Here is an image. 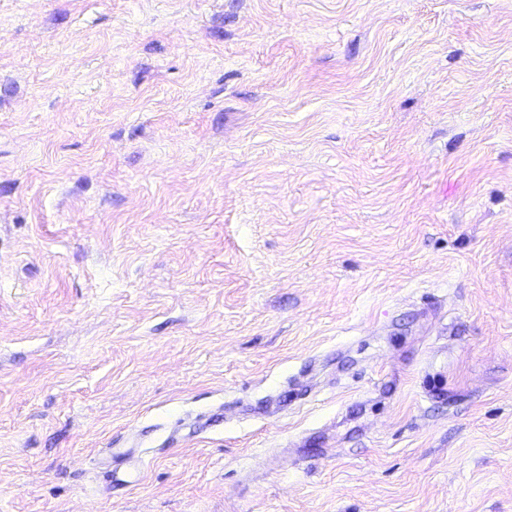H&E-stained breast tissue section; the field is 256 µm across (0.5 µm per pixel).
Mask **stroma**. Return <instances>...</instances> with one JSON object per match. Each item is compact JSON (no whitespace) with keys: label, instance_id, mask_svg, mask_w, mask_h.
Here are the masks:
<instances>
[{"label":"stroma","instance_id":"1","mask_svg":"<svg viewBox=\"0 0 512 512\" xmlns=\"http://www.w3.org/2000/svg\"><path fill=\"white\" fill-rule=\"evenodd\" d=\"M0 512H512V0H0Z\"/></svg>","mask_w":512,"mask_h":512}]
</instances>
